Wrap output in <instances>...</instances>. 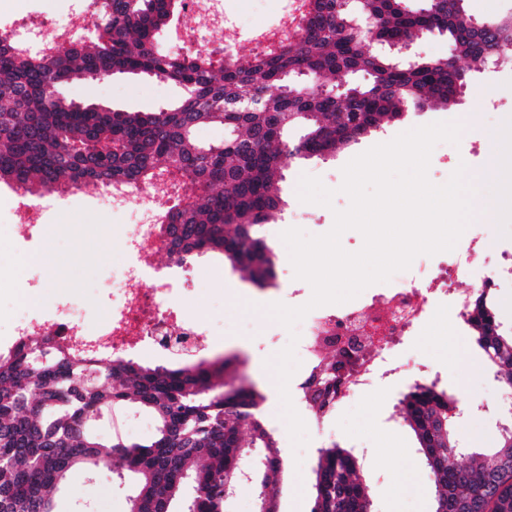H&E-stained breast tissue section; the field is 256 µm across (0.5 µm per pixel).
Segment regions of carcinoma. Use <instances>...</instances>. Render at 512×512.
<instances>
[{"instance_id":"1","label":"carcinoma","mask_w":512,"mask_h":512,"mask_svg":"<svg viewBox=\"0 0 512 512\" xmlns=\"http://www.w3.org/2000/svg\"><path fill=\"white\" fill-rule=\"evenodd\" d=\"M183 0H91L98 33L87 41L30 54L0 30V181L31 196L91 186L126 189L163 179L186 181L191 199L171 206L158 225L162 249L182 266L213 252L259 287L273 284L276 258L261 234L282 210V171L292 162L324 158L417 101L448 106L467 83L465 60L480 64L491 40L467 25L465 0H306L299 24L277 45L252 56L227 50L216 63L199 52L171 53L159 39ZM379 21L367 39L354 17ZM448 38L454 58L401 63L378 44L410 43L429 33ZM116 74L173 81L182 95L156 112L79 106L64 93L71 80ZM367 82L358 83V75ZM348 94L336 95V84ZM224 125V142L194 137L204 124ZM110 143L112 151H92ZM489 288L467 311L496 376L512 388V335L488 301ZM237 358L142 365L117 352L108 363L50 336L20 338L0 352V512H54L53 497L78 466L133 477L138 512H222L226 481L241 483L244 447L262 449L252 484L278 512L273 478L282 459L260 407L266 396L238 375ZM149 413L152 436L120 434L106 441L94 417L127 404ZM435 485V512H512V428L491 460L470 451L459 462L452 427L454 400L436 384H416L400 401ZM250 441L243 444L241 428ZM354 453L319 449L311 512H369L371 502Z\"/></svg>"}]
</instances>
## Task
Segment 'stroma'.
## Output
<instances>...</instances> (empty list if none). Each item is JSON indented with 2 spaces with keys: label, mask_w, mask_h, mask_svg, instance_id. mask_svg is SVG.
I'll return each instance as SVG.
<instances>
[{
  "label": "stroma",
  "mask_w": 512,
  "mask_h": 512,
  "mask_svg": "<svg viewBox=\"0 0 512 512\" xmlns=\"http://www.w3.org/2000/svg\"><path fill=\"white\" fill-rule=\"evenodd\" d=\"M223 2L224 28L206 36L208 49L217 59L222 58L228 43L243 55L259 52L285 20L296 15L295 0ZM87 5L88 0H0V29H7L13 18L23 16L37 25L49 26L61 14L86 10ZM503 55L499 63L470 68L468 83L455 104L445 108L428 106L401 121L383 125L332 156L291 164L283 182L285 205L263 228L266 241L277 256V277L272 286L259 288L240 279L217 253L197 256L180 267L173 265L165 253L155 257L163 276L184 284L176 301L183 318L204 333L201 358L238 354L243 373L257 381L267 395L262 416L285 462L277 484L280 512H311L309 490L296 489L294 482L299 478L311 481L319 449L335 444L351 449L362 462L360 474L373 512H435L433 483L417 451L415 436L399 415V401L414 384L436 383L458 407L465 409V416L454 427L455 437L464 447H496L503 428L512 426V390L498 381L494 368L475 343L471 326L452 314L435 331H416L403 346L390 349L388 358L399 365V372L379 380L362 398L330 415L321 432L310 434L301 469H293L289 461L295 450L281 416L276 377L267 366L268 360L288 346L291 334L265 311L266 305L275 302L297 307L310 299L305 281L294 276L280 235L292 227L309 235L331 230L334 210L349 205L348 196L340 191L342 169L355 156L410 129L457 121L464 127L459 142H441L434 147L428 177L433 183H445L462 164L468 175H475L489 154L487 133L512 118V46ZM66 92L82 101L152 112L177 100L182 90L174 83L155 78L116 75L95 82L70 83ZM304 175L317 177L334 190L331 206L299 200L297 187ZM20 204L41 211L43 223L53 225L52 242L20 239L14 213ZM129 221V214L101 208L85 189L31 197L1 182L0 223L5 230L0 233V266L12 268L28 255L49 252L58 280L49 289L43 282H36L35 288L43 292L44 298L34 310H53L69 302L79 289L96 287L102 265L122 260ZM465 233L484 234L489 247L473 273L456 278L453 288L473 297L480 288L479 278L491 279L489 301L503 332L511 333L512 238L499 237L493 223H471ZM96 431L106 440L116 432L148 437L155 431V422L146 413L123 408L114 412L111 422L99 423ZM397 473L402 475L403 483L395 492L391 483ZM129 495V487L111 471L102 469L91 477L84 469L76 468L69 472L64 490L57 494L56 512H129Z\"/></svg>",
  "instance_id": "35a3bbf8"
}]
</instances>
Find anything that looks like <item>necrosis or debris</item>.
<instances>
[{"label": "necrosis or debris", "instance_id": "necrosis-or-debris-1", "mask_svg": "<svg viewBox=\"0 0 512 512\" xmlns=\"http://www.w3.org/2000/svg\"><path fill=\"white\" fill-rule=\"evenodd\" d=\"M85 23L84 13L71 11L48 28L19 21L13 35L27 51L36 53L51 46L64 47L67 37L83 31ZM178 194L171 181L140 190L141 223L126 247L128 261L121 268L105 271L98 283L99 290L108 291L111 299L105 303L97 326H89L86 317L92 309L79 301L57 308L47 318H28L32 293L26 288L15 299L18 313L13 321L14 335L52 336L64 342L74 339L102 354L135 349L146 339L175 358L194 355L200 331L176 312L171 283L161 281L153 288L144 285L155 274L154 255L161 247L157 235L160 211ZM458 272L454 265L441 268L424 290L410 284L387 289L350 306L337 305L332 311L313 309L299 344L305 371L323 365V349L354 346L363 350L360 364L336 396V407H343L348 398L371 387L374 375L386 363L383 353L367 356L370 346L377 342L389 348L400 345L412 328L437 327L449 309L464 316L468 300L451 289Z\"/></svg>", "mask_w": 512, "mask_h": 512}]
</instances>
